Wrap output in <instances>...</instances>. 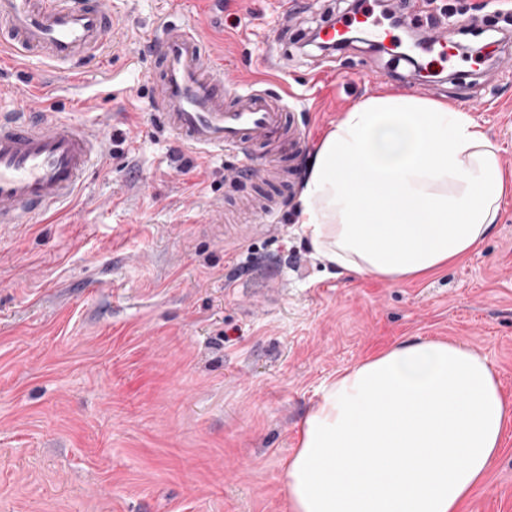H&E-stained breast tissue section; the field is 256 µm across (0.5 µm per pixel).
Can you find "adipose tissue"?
I'll return each instance as SVG.
<instances>
[{"label": "adipose tissue", "instance_id": "ef3b65f1", "mask_svg": "<svg viewBox=\"0 0 512 512\" xmlns=\"http://www.w3.org/2000/svg\"><path fill=\"white\" fill-rule=\"evenodd\" d=\"M467 112L371 97L322 139L300 233L339 273L418 280L463 263L494 230L512 179ZM512 424L487 359L411 336L325 382L285 466L291 512H461Z\"/></svg>", "mask_w": 512, "mask_h": 512}]
</instances>
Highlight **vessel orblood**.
<instances>
[{
  "label": "vessel or blood",
  "mask_w": 512,
  "mask_h": 512,
  "mask_svg": "<svg viewBox=\"0 0 512 512\" xmlns=\"http://www.w3.org/2000/svg\"><path fill=\"white\" fill-rule=\"evenodd\" d=\"M351 22L361 25L370 42L389 37L369 11ZM348 23L328 27L325 39L342 37ZM0 25L8 32L0 46L12 57L35 52L57 65L81 54L103 56L113 31L106 0H0ZM150 42L160 62L155 107L184 146L204 155L233 152L240 169L250 173L281 154L291 135L282 97L251 84L226 93L224 72L196 22L162 20ZM46 101L45 90L31 88L22 109L0 113V226L35 223L73 200L101 153L96 134L45 113Z\"/></svg>",
  "instance_id": "vessel-or-blood-1"
}]
</instances>
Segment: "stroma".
<instances>
[{
  "instance_id": "35a3bbf8",
  "label": "stroma",
  "mask_w": 512,
  "mask_h": 512,
  "mask_svg": "<svg viewBox=\"0 0 512 512\" xmlns=\"http://www.w3.org/2000/svg\"><path fill=\"white\" fill-rule=\"evenodd\" d=\"M181 2L176 21L194 16L225 77L274 76L306 147L276 182L238 178L231 152L193 155L154 110L145 38L171 0H112L108 55L74 65L87 109L58 104L102 156L62 214L0 235V512H290L284 463L321 386L409 336L467 344L512 397V195L466 262L416 281L330 274L298 226L313 152L370 97L469 111L512 174V63L423 48L424 80L362 40L332 56L300 42L336 0ZM404 12L455 25L464 49L512 0ZM56 78L38 56L0 69V108ZM264 197L274 214L244 205ZM465 512H512V427Z\"/></svg>"
}]
</instances>
